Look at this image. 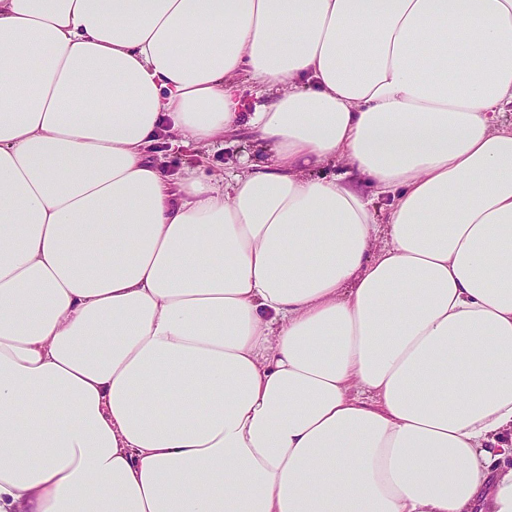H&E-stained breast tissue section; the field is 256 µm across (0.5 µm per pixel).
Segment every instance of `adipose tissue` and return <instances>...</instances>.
I'll return each instance as SVG.
<instances>
[{"label":"adipose tissue","mask_w":512,"mask_h":512,"mask_svg":"<svg viewBox=\"0 0 512 512\" xmlns=\"http://www.w3.org/2000/svg\"><path fill=\"white\" fill-rule=\"evenodd\" d=\"M511 112L512 0H0V512H512ZM165 141L160 142L153 152L156 159L164 164L173 173H182L187 170L198 172L224 174L237 169L242 158L249 156L254 163H262L266 153L254 146L247 132L239 135L226 137L224 145H217L208 150L196 147L194 144L188 146H173Z\"/></svg>","instance_id":"1"}]
</instances>
